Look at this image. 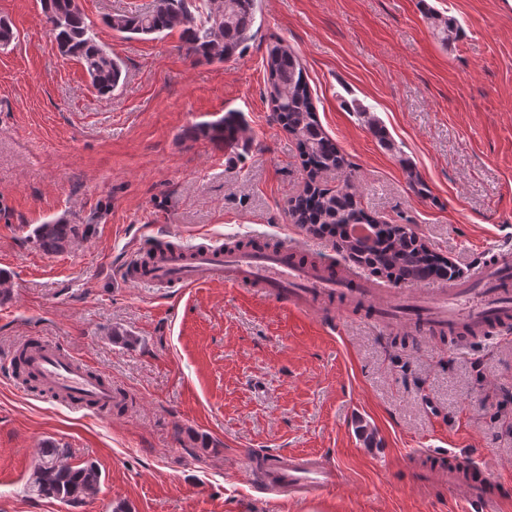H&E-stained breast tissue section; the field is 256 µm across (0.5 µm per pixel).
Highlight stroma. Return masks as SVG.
Instances as JSON below:
<instances>
[{"label": "stroma", "mask_w": 512, "mask_h": 512, "mask_svg": "<svg viewBox=\"0 0 512 512\" xmlns=\"http://www.w3.org/2000/svg\"><path fill=\"white\" fill-rule=\"evenodd\" d=\"M154 2L82 0L125 67L101 96L58 53L40 0H0L18 34L0 48V355L40 334L129 393L124 410L74 412L0 367V512H467L420 464L417 449L438 447L491 468L512 512V343L461 348L341 306L299 313L221 282L175 290L121 276L159 239L289 238L388 287L288 216L304 172L273 119L263 66L282 39L351 164L323 172L321 186L353 178L364 210L410 226L471 280L488 248L512 249V0H261L252 39L223 64L187 56L179 31L128 38L102 22ZM429 8L458 27L448 44ZM229 110L244 113L247 144L191 136ZM58 217L86 234L44 253L28 236ZM48 443L99 467L84 504L29 493ZM266 452L333 461L337 489L299 500L256 492L242 457Z\"/></svg>", "instance_id": "1"}]
</instances>
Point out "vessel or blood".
<instances>
[{
	"mask_svg": "<svg viewBox=\"0 0 512 512\" xmlns=\"http://www.w3.org/2000/svg\"><path fill=\"white\" fill-rule=\"evenodd\" d=\"M296 252L291 244L275 251L158 247L149 261L132 259L126 278L147 286L182 288L222 281L267 299L282 300L289 309L300 312L340 297L349 305L371 306L375 319L385 327L414 323L426 333L512 337V290L507 287L512 281L511 254L501 253L480 263L475 279L468 284L428 288L415 295L399 292L385 300L379 289L364 284L356 273L335 275L330 267L297 261ZM22 367L46 398L73 409L106 411L123 399L97 366L45 338L26 346ZM439 457L438 465L429 472L432 479L447 483L450 493L466 497L470 512H500V499L487 491L496 481L492 471L470 461L480 479L465 482L452 468L461 461V454L443 451ZM245 472L257 490L268 494L286 491L311 497L338 483L334 463L291 453L270 455L261 471L249 466Z\"/></svg>",
	"mask_w": 512,
	"mask_h": 512,
	"instance_id": "vessel-or-blood-1",
	"label": "vessel or blood"
}]
</instances>
